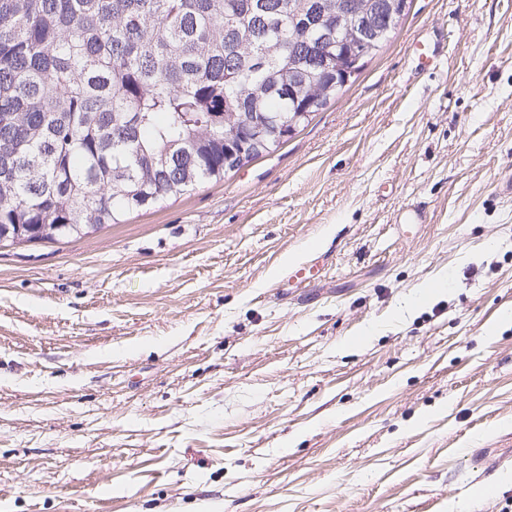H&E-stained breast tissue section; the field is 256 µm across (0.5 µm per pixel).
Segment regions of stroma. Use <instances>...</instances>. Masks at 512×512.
<instances>
[{"label":"stroma","mask_w":512,"mask_h":512,"mask_svg":"<svg viewBox=\"0 0 512 512\" xmlns=\"http://www.w3.org/2000/svg\"><path fill=\"white\" fill-rule=\"evenodd\" d=\"M507 170L512 0H411L273 153L0 245V512H512Z\"/></svg>","instance_id":"1"}]
</instances>
